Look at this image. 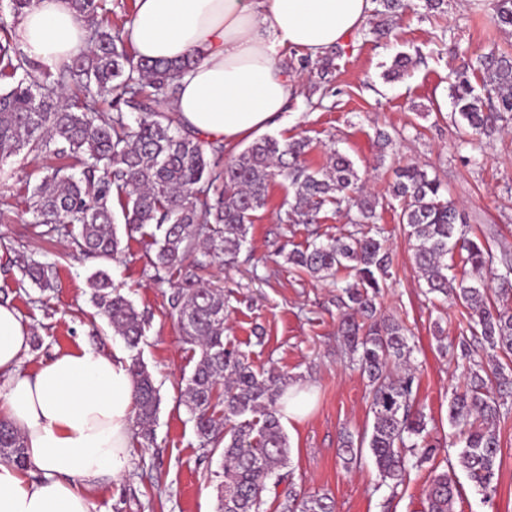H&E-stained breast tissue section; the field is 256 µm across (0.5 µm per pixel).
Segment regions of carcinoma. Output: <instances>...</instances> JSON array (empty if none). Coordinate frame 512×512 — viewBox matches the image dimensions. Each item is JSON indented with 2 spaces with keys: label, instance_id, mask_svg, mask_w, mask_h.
Segmentation results:
<instances>
[{
  "label": "carcinoma",
  "instance_id": "1",
  "mask_svg": "<svg viewBox=\"0 0 512 512\" xmlns=\"http://www.w3.org/2000/svg\"><path fill=\"white\" fill-rule=\"evenodd\" d=\"M87 23L86 51L55 68L29 58L0 18V173L21 152L52 161L41 183L28 196L31 223L44 234L68 236L75 250L102 261L123 253L112 200H117L128 234L146 244L155 272L177 279L172 297L178 308L182 340L199 350L184 389L188 408L203 446L222 449L224 484L218 512H261L263 493L288 461V437L280 420L281 401L289 383L269 372L256 373L248 356L224 340V291L199 282L206 264L186 261L204 256H234L247 242L255 213L266 207L269 187L288 181L280 204L281 224H316L331 205L357 214L352 224H373L379 201L351 196L359 181L354 162L335 153L327 168L300 163L308 143L282 142L273 136L254 140L224 167L207 158L224 153V145H204L183 130L171 107L179 78L195 59L144 60L124 45L125 25H103L106 0H70ZM370 22L378 39L393 35V19L410 7L408 0H379ZM498 27H512V0H496L492 17ZM412 64L397 55L384 78H400ZM467 65L451 88L455 123L474 138L489 136L498 123L512 119V57L496 48L477 60L482 93L475 92ZM107 102L112 112L99 111ZM76 169L78 174H65ZM392 195L403 203L398 215L412 242L413 261L428 292L451 296L462 308L468 332L456 349L463 363V388L452 392L448 419L463 443L459 463L486 499L497 492L500 440L489 424L512 412V375L497 367L486 372L480 352L512 354V257L503 253L496 267L493 253L466 235L464 218L444 197L443 183L418 164L393 162ZM381 229L361 235L313 242L287 254L288 264L313 278H332L342 285L336 305L338 333L367 380L371 432L344 436L339 456L351 464L369 448L381 480L392 490L406 483L410 471L440 448L431 436L424 410L416 406V372L407 368L412 352L407 328L381 314L377 299L392 276L395 255L380 238ZM459 253L478 279L470 283L448 276V256ZM34 284L53 287L55 266L22 261ZM347 279L338 280L340 272ZM93 300L113 332L135 347L145 318L112 282L108 270L90 277ZM134 382L136 415L132 437L149 440L160 405L152 375L137 357L128 366ZM0 458L25 469L23 436L0 420ZM454 484L448 472L431 480L427 512H451ZM280 512H335L326 494L300 499L288 491Z\"/></svg>",
  "mask_w": 512,
  "mask_h": 512
}]
</instances>
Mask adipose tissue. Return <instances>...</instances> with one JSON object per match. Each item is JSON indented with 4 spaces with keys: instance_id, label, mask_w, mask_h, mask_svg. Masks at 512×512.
Here are the masks:
<instances>
[{
    "instance_id": "ef3b65f1",
    "label": "adipose tissue",
    "mask_w": 512,
    "mask_h": 512,
    "mask_svg": "<svg viewBox=\"0 0 512 512\" xmlns=\"http://www.w3.org/2000/svg\"><path fill=\"white\" fill-rule=\"evenodd\" d=\"M371 0H136L129 40L137 57L198 63L179 81L183 127L231 144L265 130L292 89L279 48L318 57L359 30ZM29 57L49 66L86 49L69 0H38L16 25ZM31 330L0 303V418L27 447L28 469L0 460V512H93L92 492L130 459L134 388L120 353L61 352L22 371Z\"/></svg>"
}]
</instances>
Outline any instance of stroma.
<instances>
[{
	"label": "stroma",
	"instance_id": "1",
	"mask_svg": "<svg viewBox=\"0 0 512 512\" xmlns=\"http://www.w3.org/2000/svg\"><path fill=\"white\" fill-rule=\"evenodd\" d=\"M411 3L390 39H376L364 27L329 49L331 82L304 64L301 53L283 50L281 62L298 90L267 133L282 141L307 138L309 165L327 164L335 151L346 154L359 170L361 187L379 199L377 223L395 254L381 309L410 331L411 362L419 377L416 399L441 447L394 492L382 485L370 452L348 466L339 459L340 431L358 435L372 423L366 382L338 336L335 284L299 271L284 254L346 235L353 226L330 206L316 224L278 223L286 184L276 181L235 263L215 258L199 273L202 284L223 286L225 334L246 353L253 370L296 379L313 396L305 415L281 419L289 443L287 477L264 493V512H279L290 489L301 496L328 494L336 512H426L432 477L449 469L458 488L452 512H512V417L493 424L501 440V468L497 493L488 500L458 466L460 447L448 423L451 391L462 382L454 346L467 325L459 305L427 293L419 279L398 222L401 203L390 192L391 165L376 161L377 130L394 132V154L440 177L472 236L493 253L512 252V123L473 148L453 119L450 98L463 62L494 48L512 52V31L493 23L494 0H447L442 14L427 10L423 0ZM399 53L410 56L413 65L403 79L385 81L382 74ZM45 165L32 154L9 159V189L0 191V212L7 215L0 222V303L12 305L31 330V351L22 362L26 372L82 346L106 354L128 350L92 301L90 277L103 266L100 261L82 258L65 236H43L29 222L27 196ZM122 246L121 257L105 266L120 293L150 319L138 350L161 402L153 443L133 441L127 470L95 490V512H215L224 479L222 454L201 447L181 396L196 359L170 304L174 288L155 279L140 236L123 237ZM23 257L55 264L53 288L41 290L23 277Z\"/></svg>",
	"mask_w": 512,
	"mask_h": 512
}]
</instances>
